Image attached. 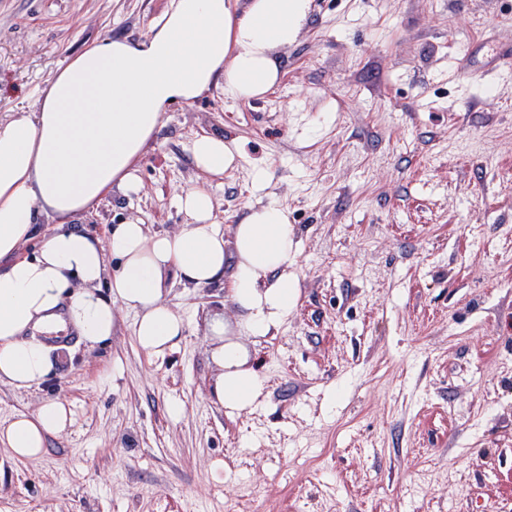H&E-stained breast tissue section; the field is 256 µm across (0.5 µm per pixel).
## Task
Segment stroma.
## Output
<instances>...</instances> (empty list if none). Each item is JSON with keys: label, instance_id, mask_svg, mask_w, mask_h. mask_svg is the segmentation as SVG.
<instances>
[{"label": "stroma", "instance_id": "1", "mask_svg": "<svg viewBox=\"0 0 512 512\" xmlns=\"http://www.w3.org/2000/svg\"><path fill=\"white\" fill-rule=\"evenodd\" d=\"M166 5L0 0V118ZM503 37L512 0H313L272 92L172 106L141 192L79 222L173 232L175 196L204 185L228 231L265 169L298 241L296 305L257 346L266 394L235 416L212 403L210 322L237 311L226 283L174 285V353L143 352L122 309L40 386L0 383V431L50 399L73 410L35 459L0 434V512H512V61L480 72ZM203 132L239 143L223 179L191 160Z\"/></svg>", "mask_w": 512, "mask_h": 512}]
</instances>
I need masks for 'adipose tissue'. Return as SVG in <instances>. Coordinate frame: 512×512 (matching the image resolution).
<instances>
[{
    "instance_id": "1",
    "label": "adipose tissue",
    "mask_w": 512,
    "mask_h": 512,
    "mask_svg": "<svg viewBox=\"0 0 512 512\" xmlns=\"http://www.w3.org/2000/svg\"><path fill=\"white\" fill-rule=\"evenodd\" d=\"M311 7L312 0H169L144 38L91 43L49 78L38 111L0 121V382L40 385L53 366L45 337L72 330L104 342L121 308L135 317L138 346L166 356L187 328L168 300L173 284L225 279L239 333L225 336L223 322L212 323L210 396L229 414L259 403L265 378L249 346L276 335L297 300L288 268L298 244L287 210L257 200L227 234L211 193L196 186L176 198L185 222L175 232L131 220L100 238L77 220L112 192L140 191L138 162L173 105L217 89L232 101L270 93L281 78L277 55L297 43ZM189 151L210 176L223 175L240 153L237 142L211 134ZM35 237L38 250L20 256ZM111 258L119 261L113 272ZM70 415L65 402L50 400L0 433L16 459L36 458Z\"/></svg>"
}]
</instances>
